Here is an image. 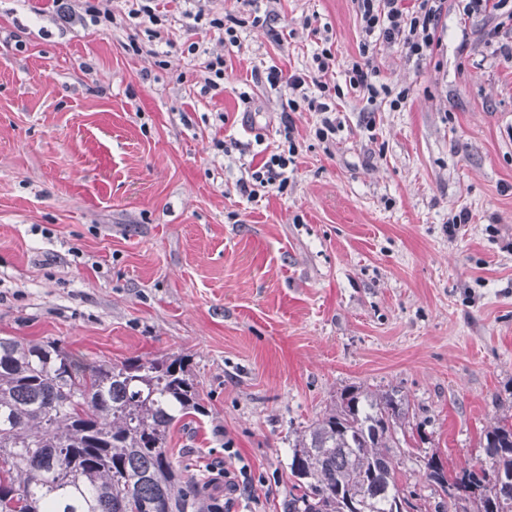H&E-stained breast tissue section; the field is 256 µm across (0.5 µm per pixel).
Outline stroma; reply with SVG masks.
Segmentation results:
<instances>
[{"instance_id": "obj_1", "label": "stroma", "mask_w": 512, "mask_h": 512, "mask_svg": "<svg viewBox=\"0 0 512 512\" xmlns=\"http://www.w3.org/2000/svg\"><path fill=\"white\" fill-rule=\"evenodd\" d=\"M104 4L109 28L0 0V336L190 355L209 415L170 446L223 491L232 440L254 482L224 512H281L289 431L349 385L399 388L425 420L408 479L434 453L450 471L484 461V428L512 407V59L487 54L494 20L449 12L423 60L380 46L409 91L393 111L346 86L356 0H272L268 27L212 0L245 21L231 53L183 16L149 42L123 0ZM325 36L339 93L322 141L319 113L289 111L266 72L313 69ZM194 41L225 54L223 93L202 94ZM285 111L288 189L248 199L236 183L285 148Z\"/></svg>"}]
</instances>
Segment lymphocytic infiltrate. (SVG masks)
I'll list each match as a JSON object with an SVG mask.
<instances>
[{
	"label": "lymphocytic infiltrate",
	"instance_id": "1",
	"mask_svg": "<svg viewBox=\"0 0 512 512\" xmlns=\"http://www.w3.org/2000/svg\"><path fill=\"white\" fill-rule=\"evenodd\" d=\"M361 20L362 40L359 46L360 59L348 71L350 89L366 99L368 104L388 103L397 110L405 104L407 91H393L390 85L380 79L377 63V47L385 44L396 48L406 58L430 56L439 44L437 37L441 21L448 12V0H357ZM461 22L475 17L494 18L496 25L488 35L486 46L492 55L512 58V0H457ZM315 72L294 74L282 78L277 68H269L267 80L270 85L286 82L291 95L290 105L306 103L308 108L322 115L321 125L316 134L328 139L336 132V121L330 116L327 103L309 96L310 87L319 92H328L327 83L318 79L336 64V58L329 48L314 53ZM293 162L292 154L279 152L271 154L248 177L239 179L237 186L241 193L254 198L266 189L284 191L288 187V168Z\"/></svg>",
	"mask_w": 512,
	"mask_h": 512
}]
</instances>
